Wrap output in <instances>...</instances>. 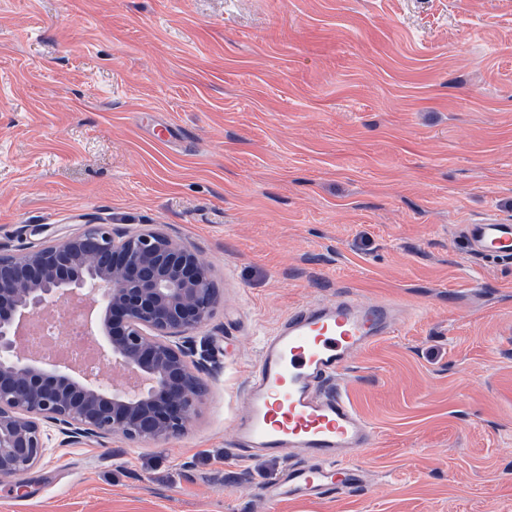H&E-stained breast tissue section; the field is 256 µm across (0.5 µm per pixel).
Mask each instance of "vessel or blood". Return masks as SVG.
<instances>
[{
  "instance_id": "vessel-or-blood-1",
  "label": "vessel or blood",
  "mask_w": 512,
  "mask_h": 512,
  "mask_svg": "<svg viewBox=\"0 0 512 512\" xmlns=\"http://www.w3.org/2000/svg\"><path fill=\"white\" fill-rule=\"evenodd\" d=\"M463 234L474 255L512 258V224H468ZM394 320L391 304L348 295L297 308L263 339L234 426L236 443L247 458L287 450L306 458L266 488L267 498H321L358 486L360 471L349 459L370 447L374 431L347 395L329 384Z\"/></svg>"
}]
</instances>
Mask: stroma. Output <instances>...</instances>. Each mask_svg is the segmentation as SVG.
I'll return each instance as SVG.
<instances>
[{
  "label": "stroma",
  "mask_w": 512,
  "mask_h": 512,
  "mask_svg": "<svg viewBox=\"0 0 512 512\" xmlns=\"http://www.w3.org/2000/svg\"><path fill=\"white\" fill-rule=\"evenodd\" d=\"M512 0H0V244L159 227L219 290L194 425L51 439L0 512H512ZM355 293L398 323L340 381L357 490L270 503L235 418L262 339ZM464 238L477 256L511 260L512 224H465Z\"/></svg>",
  "instance_id": "obj_1"
}]
</instances>
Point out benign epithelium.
<instances>
[{"instance_id": "1", "label": "benign epithelium", "mask_w": 512, "mask_h": 512, "mask_svg": "<svg viewBox=\"0 0 512 512\" xmlns=\"http://www.w3.org/2000/svg\"><path fill=\"white\" fill-rule=\"evenodd\" d=\"M71 302L86 307L94 371L49 352L34 358L24 340L45 311ZM219 302L197 254L159 229L88 224L22 249L0 246V479L41 462L49 425L66 444L184 433L206 392L193 333Z\"/></svg>"}]
</instances>
